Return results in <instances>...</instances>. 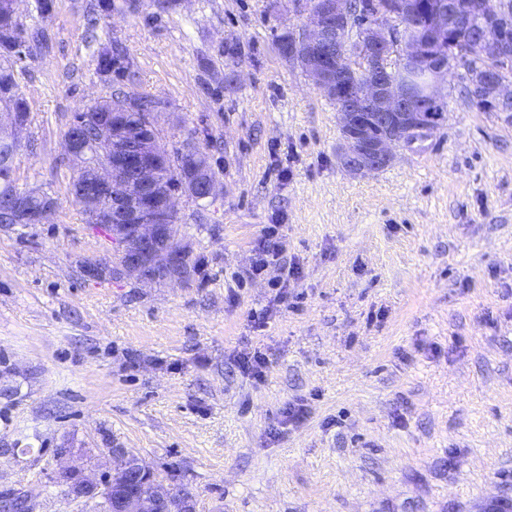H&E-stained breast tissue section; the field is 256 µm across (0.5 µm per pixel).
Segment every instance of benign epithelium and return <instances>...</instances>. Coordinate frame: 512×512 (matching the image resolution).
Instances as JSON below:
<instances>
[{
    "instance_id": "obj_1",
    "label": "benign epithelium",
    "mask_w": 512,
    "mask_h": 512,
    "mask_svg": "<svg viewBox=\"0 0 512 512\" xmlns=\"http://www.w3.org/2000/svg\"><path fill=\"white\" fill-rule=\"evenodd\" d=\"M301 23L289 43H277L279 52L298 64L312 83L336 103L341 131L338 158L353 176H367L390 167L396 149L429 137L437 128L431 116L444 101L442 92L448 71L461 65L467 54L449 38L454 29L470 32L478 52L494 61L479 82L475 99L499 108L512 103V86L498 70L512 65V3L509 0H444L433 3L426 25L439 37L434 52L426 51L414 7L403 0L388 4L379 0H292ZM390 18L387 24H364L358 51L368 70L366 84L354 90L342 67L343 27L355 13ZM402 64V76L390 77L393 61ZM139 102L128 95L115 99L114 113L81 112L70 121L65 147L73 161L72 195L97 203L92 223L115 239L117 270L148 282L180 280L185 276L186 245L181 243L176 200L203 201L216 194L217 180L209 177L201 161L205 153L186 151L188 166H175L160 146L161 129L157 101L137 116V125L126 126V117ZM0 120V139L16 149L28 133L30 116L6 112ZM95 127V150L84 143L79 128ZM13 223L43 224L56 210V202L38 188L9 196ZM111 466L101 479H93L71 467L57 472L76 498L106 504L109 512H195L188 493H176L138 457L124 448H107ZM135 486H159L153 495L112 492V477Z\"/></svg>"
}]
</instances>
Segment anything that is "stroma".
<instances>
[{
	"mask_svg": "<svg viewBox=\"0 0 512 512\" xmlns=\"http://www.w3.org/2000/svg\"><path fill=\"white\" fill-rule=\"evenodd\" d=\"M98 3L21 2L49 42L17 65L14 184L57 207L0 226V493L90 512L57 469L97 477L125 448L197 512H512V112L478 110L457 68L440 127L354 177L335 103L277 48L290 0ZM120 87L216 173L213 198L178 201L177 281L113 274L69 192L67 124ZM271 224L298 268L280 294L244 277ZM256 353L259 380L237 364Z\"/></svg>",
	"mask_w": 512,
	"mask_h": 512,
	"instance_id": "1",
	"label": "stroma"
}]
</instances>
